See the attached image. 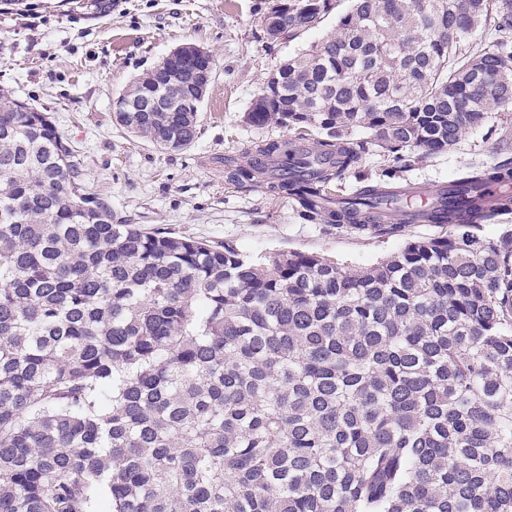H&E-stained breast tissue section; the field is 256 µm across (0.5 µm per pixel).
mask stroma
I'll return each instance as SVG.
<instances>
[{"instance_id": "1", "label": "stroma", "mask_w": 512, "mask_h": 512, "mask_svg": "<svg viewBox=\"0 0 512 512\" xmlns=\"http://www.w3.org/2000/svg\"><path fill=\"white\" fill-rule=\"evenodd\" d=\"M30 10L0 0V89L49 112L85 162L88 187L131 223L249 254L302 251L343 266L372 265L404 240L442 234L411 224L403 238L338 234L303 221L291 203L266 190L240 193L224 182L225 156L245 159L253 142L274 139L276 125L257 128L245 113L269 70L310 48L336 25L267 41L257 20L261 0H112L93 14L87 0H32ZM204 48L215 62L190 146L166 149L128 137L113 103L134 79L178 46ZM512 157V111L493 109L447 151L420 159L401 181L439 188L460 170Z\"/></svg>"}]
</instances>
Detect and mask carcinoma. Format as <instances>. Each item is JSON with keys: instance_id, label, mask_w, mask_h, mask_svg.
<instances>
[{"instance_id": "1", "label": "carcinoma", "mask_w": 512, "mask_h": 512, "mask_svg": "<svg viewBox=\"0 0 512 512\" xmlns=\"http://www.w3.org/2000/svg\"><path fill=\"white\" fill-rule=\"evenodd\" d=\"M331 2L258 22L293 37ZM174 75L135 80L123 99L151 111L116 120L176 150L199 116ZM493 107L512 0H352L268 73L245 120L286 134L224 158L225 183L338 233L448 227L345 267L116 218L48 113L0 89V512H512V227L473 231L512 213V159L425 209L395 183Z\"/></svg>"}]
</instances>
